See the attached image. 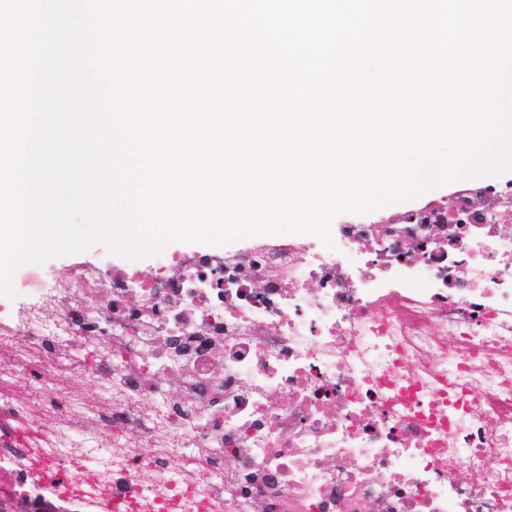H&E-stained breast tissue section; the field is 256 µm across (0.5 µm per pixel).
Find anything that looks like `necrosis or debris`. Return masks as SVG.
<instances>
[{
	"label": "necrosis or debris",
	"mask_w": 512,
	"mask_h": 512,
	"mask_svg": "<svg viewBox=\"0 0 512 512\" xmlns=\"http://www.w3.org/2000/svg\"><path fill=\"white\" fill-rule=\"evenodd\" d=\"M332 236L20 267L0 512H512V182Z\"/></svg>",
	"instance_id": "4bbe7bcc"
}]
</instances>
